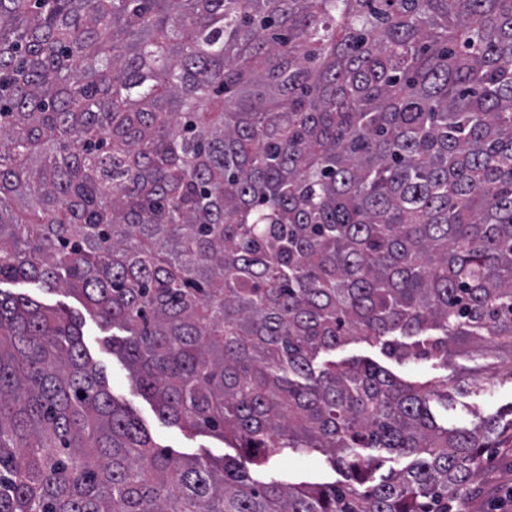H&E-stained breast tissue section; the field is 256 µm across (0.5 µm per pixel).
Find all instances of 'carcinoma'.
Wrapping results in <instances>:
<instances>
[{
  "mask_svg": "<svg viewBox=\"0 0 512 512\" xmlns=\"http://www.w3.org/2000/svg\"><path fill=\"white\" fill-rule=\"evenodd\" d=\"M4 281L239 453L0 290V512H450L512 437L439 412L454 357L512 379V0H0ZM307 449L346 481L256 479ZM0 289L11 293H23L47 305L64 303L72 312L77 323H81L83 344L94 362L103 369L111 394L137 416L151 431L155 439L168 446L177 456L201 457L212 461L220 460L224 454L236 455L219 438L205 432L189 433L178 426L162 421L154 404L142 396L132 385L126 364L112 353L106 341L112 339V328L102 329L90 316L83 304L74 296L48 293L39 284L28 282H4ZM351 357H369L377 361L380 365L386 367L398 376L404 377L413 370L420 371L421 374L441 372L434 370L428 362H406L398 363L381 353L380 347H370L365 343H350L336 350V359Z\"/></svg>",
  "mask_w": 512,
  "mask_h": 512,
  "instance_id": "carcinoma-1",
  "label": "carcinoma"
}]
</instances>
